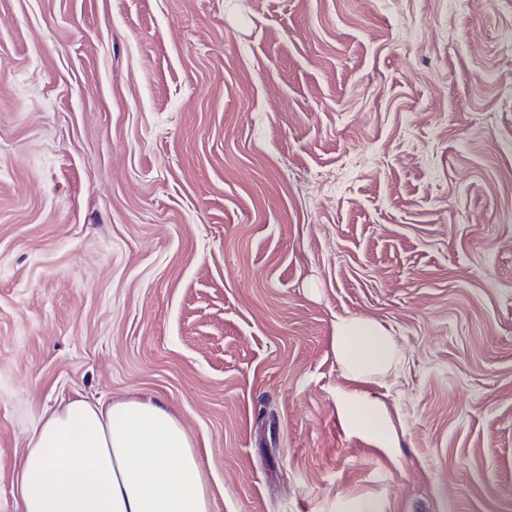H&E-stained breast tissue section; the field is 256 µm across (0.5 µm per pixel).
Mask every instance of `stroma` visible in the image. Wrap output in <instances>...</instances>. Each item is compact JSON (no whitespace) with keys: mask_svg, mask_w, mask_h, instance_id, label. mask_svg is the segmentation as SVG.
Listing matches in <instances>:
<instances>
[{"mask_svg":"<svg viewBox=\"0 0 512 512\" xmlns=\"http://www.w3.org/2000/svg\"><path fill=\"white\" fill-rule=\"evenodd\" d=\"M78 396L213 512H512V0H0V512ZM334 348L337 362L354 380L387 376L404 358L394 336L379 322L367 318L338 319ZM347 421L385 444L393 443L394 429L378 403L366 395L354 393L345 403Z\"/></svg>","mask_w":512,"mask_h":512,"instance_id":"35a3bbf8","label":"stroma"}]
</instances>
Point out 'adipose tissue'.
<instances>
[{"label":"adipose tissue","mask_w":512,"mask_h":512,"mask_svg":"<svg viewBox=\"0 0 512 512\" xmlns=\"http://www.w3.org/2000/svg\"><path fill=\"white\" fill-rule=\"evenodd\" d=\"M334 348L355 380L387 376L404 358L394 336L367 318L338 319ZM345 410L350 424L392 443L375 400L354 393ZM16 494L22 512H212L187 433L151 402L76 398L43 412L18 465Z\"/></svg>","instance_id":"1"}]
</instances>
